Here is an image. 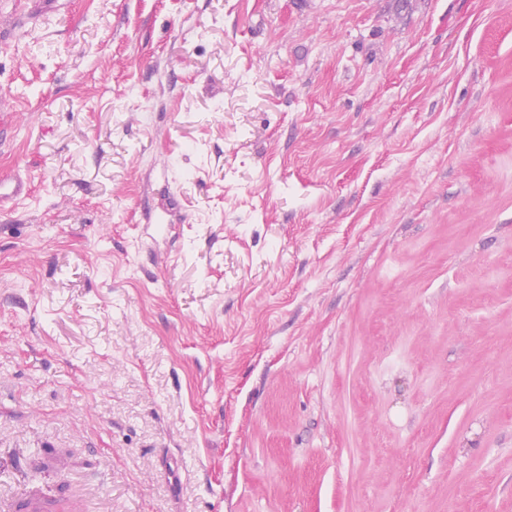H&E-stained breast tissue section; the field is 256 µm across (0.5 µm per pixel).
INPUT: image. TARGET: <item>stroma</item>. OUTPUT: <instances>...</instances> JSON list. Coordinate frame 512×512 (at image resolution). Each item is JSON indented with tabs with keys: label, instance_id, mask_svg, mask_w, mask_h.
Here are the masks:
<instances>
[{
	"label": "stroma",
	"instance_id": "35a3bbf8",
	"mask_svg": "<svg viewBox=\"0 0 512 512\" xmlns=\"http://www.w3.org/2000/svg\"><path fill=\"white\" fill-rule=\"evenodd\" d=\"M0 29V512H512V0ZM29 184L21 177L0 178V209L6 203H16L29 194Z\"/></svg>",
	"mask_w": 512,
	"mask_h": 512
}]
</instances>
